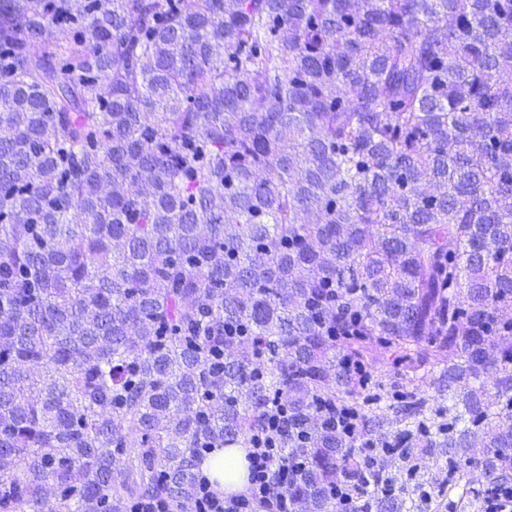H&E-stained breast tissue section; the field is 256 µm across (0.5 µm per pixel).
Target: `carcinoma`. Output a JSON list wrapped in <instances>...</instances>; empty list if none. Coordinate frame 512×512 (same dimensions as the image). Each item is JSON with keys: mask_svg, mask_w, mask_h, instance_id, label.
<instances>
[{"mask_svg": "<svg viewBox=\"0 0 512 512\" xmlns=\"http://www.w3.org/2000/svg\"><path fill=\"white\" fill-rule=\"evenodd\" d=\"M0 123V512L512 482V0H0ZM248 452V448H232L227 449L224 448L222 450H216L214 452V456L206 461L203 465V471L209 472L212 474V465L219 460V462L224 461L226 465V458L228 456H233L236 460V468L233 470L234 476L235 471L240 475H236L232 480L227 479V472L224 470V483L222 489L224 490V494H230L231 492L234 494L245 493L248 487V482L246 480L245 473V465H246V455ZM280 448H250L248 453L252 479L248 492L233 499H212L213 509L218 512H252L255 501L271 504V512L290 511L288 497L283 493L281 479L271 459Z\"/></svg>", "mask_w": 512, "mask_h": 512, "instance_id": "1", "label": "carcinoma"}]
</instances>
